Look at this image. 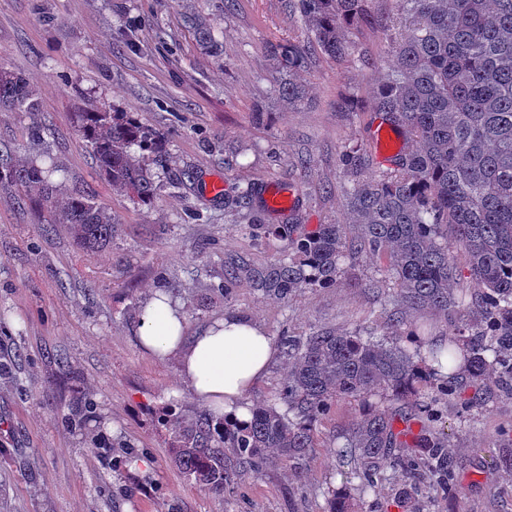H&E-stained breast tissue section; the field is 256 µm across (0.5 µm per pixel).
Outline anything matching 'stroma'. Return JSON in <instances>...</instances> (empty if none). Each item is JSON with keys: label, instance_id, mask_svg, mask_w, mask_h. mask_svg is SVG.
<instances>
[{"label": "stroma", "instance_id": "1", "mask_svg": "<svg viewBox=\"0 0 512 512\" xmlns=\"http://www.w3.org/2000/svg\"><path fill=\"white\" fill-rule=\"evenodd\" d=\"M372 11L361 58L316 52L293 76L308 96L296 107L282 94L292 76L276 47L311 35L290 0H0V65L39 100L35 112H0V147L53 167L54 194H88L120 223L108 247L88 253L52 225L39 191L0 183V512H327L329 489L344 485L354 512H404L402 471L385 470L365 492L354 463L337 456L338 433L359 414L347 399L316 424L301 474L271 466L220 496L200 489L172 463L164 419L203 405L176 362L158 361L134 335L159 288L191 331L234 311L276 340L359 323L386 335L383 304L364 286L385 266L376 258L358 259L335 287L285 301L243 281L201 297L223 285L225 269L287 249L247 225L347 220L344 146L388 167L366 127L387 73L381 22L397 4L372 0ZM103 105L164 133L169 162L152 170V201L114 192L97 168L77 115ZM216 180L223 193L212 191ZM276 188L294 195L287 210L265 207ZM228 195L241 204L225 207ZM441 426L458 492L421 493L422 512H512V476L499 463L512 446V399L467 412L449 400ZM132 456L149 471H130Z\"/></svg>", "mask_w": 512, "mask_h": 512}]
</instances>
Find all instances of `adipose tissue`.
I'll return each mask as SVG.
<instances>
[{
	"label": "adipose tissue",
	"instance_id": "1",
	"mask_svg": "<svg viewBox=\"0 0 512 512\" xmlns=\"http://www.w3.org/2000/svg\"><path fill=\"white\" fill-rule=\"evenodd\" d=\"M136 337L156 359L174 360L193 395L233 428L249 421L239 401L265 377L278 353L263 326L233 311L188 332L182 311L163 291L141 306Z\"/></svg>",
	"mask_w": 512,
	"mask_h": 512
}]
</instances>
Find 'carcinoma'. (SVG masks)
Masks as SVG:
<instances>
[{
	"label": "carcinoma",
	"mask_w": 512,
	"mask_h": 512,
	"mask_svg": "<svg viewBox=\"0 0 512 512\" xmlns=\"http://www.w3.org/2000/svg\"><path fill=\"white\" fill-rule=\"evenodd\" d=\"M330 57L358 52L357 28L371 21V0H293ZM398 24L386 26L392 57L369 110L411 143L391 168L366 172L365 157L346 147L341 161L350 219L307 231L298 224L249 225V234L285 238L290 253L267 265L242 263L224 276L225 295L240 279L266 297L287 300L308 288L337 284L344 264L361 256L385 260L373 289L395 284L400 316L390 336L375 340L362 326L324 328L282 341L288 368L278 393L284 409L240 402L251 419L226 429L211 412L166 420L171 459L195 485L214 494L244 472L269 464L299 471L316 447L313 425L338 399L358 402L360 417L338 454L357 461L365 488L398 467L420 484L437 474L452 485L448 433L438 426L440 398L482 405L489 386L512 397V0H396ZM288 66L305 46H279ZM36 112L27 80L0 65V111ZM99 171L112 190L145 202L154 195L148 165L132 152L166 162L160 131L126 112L78 114ZM43 168L0 151V181L43 188ZM55 224L88 250L108 246L119 223L93 197L43 195ZM463 251L477 292L458 287L448 238ZM436 312L458 324L424 359L402 345L417 335L413 314ZM328 512H351L347 489L331 491Z\"/></svg>",
	"instance_id": "1"
}]
</instances>
